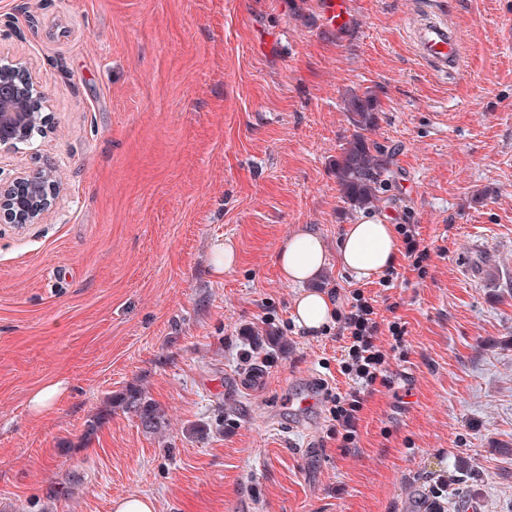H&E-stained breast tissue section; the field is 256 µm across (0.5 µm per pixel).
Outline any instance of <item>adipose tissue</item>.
Returning a JSON list of instances; mask_svg holds the SVG:
<instances>
[{
    "mask_svg": "<svg viewBox=\"0 0 512 512\" xmlns=\"http://www.w3.org/2000/svg\"><path fill=\"white\" fill-rule=\"evenodd\" d=\"M399 252L396 225L387 216H368L347 225L338 241L336 261L355 279H372L390 269ZM327 263V247L313 230L295 233L276 256L281 278L297 286L293 300V320L309 334L317 333L332 323L336 302L328 293L309 289V282L320 276Z\"/></svg>",
    "mask_w": 512,
    "mask_h": 512,
    "instance_id": "adipose-tissue-1",
    "label": "adipose tissue"
}]
</instances>
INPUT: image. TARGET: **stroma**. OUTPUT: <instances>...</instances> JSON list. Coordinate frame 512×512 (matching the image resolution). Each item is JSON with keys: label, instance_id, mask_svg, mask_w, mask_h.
Segmentation results:
<instances>
[{"label": "stroma", "instance_id": "35a3bbf8", "mask_svg": "<svg viewBox=\"0 0 512 512\" xmlns=\"http://www.w3.org/2000/svg\"><path fill=\"white\" fill-rule=\"evenodd\" d=\"M426 6L462 39L457 76L414 52ZM351 11L333 32L317 0H0V56L29 63L50 117L0 172L51 161L60 178L39 223H0V512L127 495L156 512H512V0ZM366 92L393 172L376 211L429 258L367 282L331 260L316 282L342 306L374 298L382 347L405 326L342 448L343 338L297 328L276 256L303 228L336 248L362 218L336 160ZM227 240L238 261L218 275ZM476 242L490 266L471 279ZM258 367L260 386L233 388ZM55 380L64 396L33 415ZM65 383L54 381L40 386L29 398V408L36 415L49 412L52 404L65 393Z\"/></svg>", "mask_w": 512, "mask_h": 512}]
</instances>
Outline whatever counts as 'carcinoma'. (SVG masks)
I'll use <instances>...</instances> for the list:
<instances>
[{"label": "carcinoma", "mask_w": 512, "mask_h": 512, "mask_svg": "<svg viewBox=\"0 0 512 512\" xmlns=\"http://www.w3.org/2000/svg\"><path fill=\"white\" fill-rule=\"evenodd\" d=\"M347 111L355 133L336 160V179L351 209L371 208L380 201V192L390 173L387 156L379 147L370 144L366 137V132L371 130L375 122L371 95L366 92L353 96L348 102ZM130 407L138 413L145 427L158 426L160 415L155 406L136 398Z\"/></svg>", "instance_id": "carcinoma-1"}]
</instances>
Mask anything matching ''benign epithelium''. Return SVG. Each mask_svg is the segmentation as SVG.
<instances>
[{
    "label": "benign epithelium",
    "mask_w": 512,
    "mask_h": 512,
    "mask_svg": "<svg viewBox=\"0 0 512 512\" xmlns=\"http://www.w3.org/2000/svg\"><path fill=\"white\" fill-rule=\"evenodd\" d=\"M45 96L26 62L0 57V149L12 150L43 135L49 123ZM59 191L51 166L0 178V223L35 224Z\"/></svg>",
    "instance_id": "7a95c632"
}]
</instances>
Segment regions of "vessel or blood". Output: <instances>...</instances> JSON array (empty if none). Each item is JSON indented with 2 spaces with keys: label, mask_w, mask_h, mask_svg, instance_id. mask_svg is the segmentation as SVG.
<instances>
[{
  "label": "vessel or blood",
  "mask_w": 512,
  "mask_h": 512,
  "mask_svg": "<svg viewBox=\"0 0 512 512\" xmlns=\"http://www.w3.org/2000/svg\"><path fill=\"white\" fill-rule=\"evenodd\" d=\"M319 16L324 27L332 31L346 30L351 23L350 0H317ZM417 56L431 71L448 76L460 64L461 45L452 26L444 20L420 25L413 40Z\"/></svg>",
  "instance_id": "vessel-or-blood-1"
}]
</instances>
